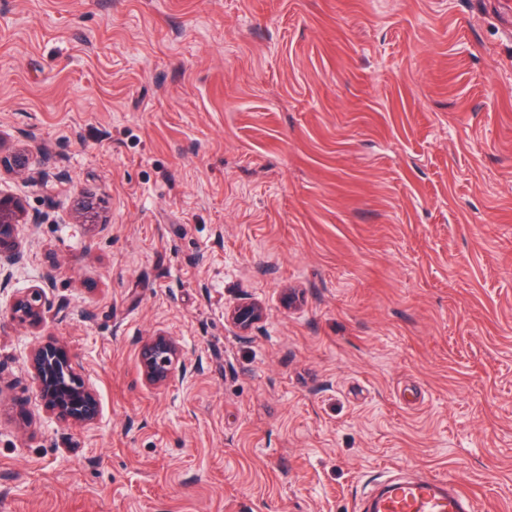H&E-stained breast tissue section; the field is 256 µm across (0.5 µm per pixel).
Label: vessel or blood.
I'll use <instances>...</instances> for the list:
<instances>
[{
	"label": "vessel or blood",
	"instance_id": "obj_1",
	"mask_svg": "<svg viewBox=\"0 0 512 512\" xmlns=\"http://www.w3.org/2000/svg\"><path fill=\"white\" fill-rule=\"evenodd\" d=\"M371 504L373 512H478L470 493L436 477L387 483Z\"/></svg>",
	"mask_w": 512,
	"mask_h": 512
}]
</instances>
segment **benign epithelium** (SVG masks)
<instances>
[{
  "label": "benign epithelium",
  "mask_w": 512,
  "mask_h": 512,
  "mask_svg": "<svg viewBox=\"0 0 512 512\" xmlns=\"http://www.w3.org/2000/svg\"><path fill=\"white\" fill-rule=\"evenodd\" d=\"M5 143L0 140V163L8 162L16 175L34 178L26 151L18 149L3 156ZM41 224L38 214H31L21 197L0 191V291L6 289L13 269L21 263L24 250L18 238V227ZM52 272L14 296L11 317L32 329L40 327L44 313V287L52 284ZM266 316L265 306L256 300L230 308L227 321L239 332L246 333ZM180 354L178 343L170 336L157 334L147 339L138 351V361L145 380L152 385L165 384L171 374L173 360ZM28 361L36 392L46 414L76 426L96 423L101 415L100 399L95 387L76 370L67 346L50 343L30 350Z\"/></svg>",
  "instance_id": "obj_1"
}]
</instances>
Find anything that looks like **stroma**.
I'll return each instance as SVG.
<instances>
[{
    "mask_svg": "<svg viewBox=\"0 0 512 512\" xmlns=\"http://www.w3.org/2000/svg\"><path fill=\"white\" fill-rule=\"evenodd\" d=\"M497 2L0 0V138L52 175L0 171L42 217L0 293V512H357L388 471L512 512ZM49 270L34 331L12 297ZM54 341L93 425L42 408ZM265 316V306L259 301L251 300L230 308L227 312V321L240 333H246L261 323ZM180 354L178 343L164 334L147 339L138 351V361L145 380L152 385L165 384L171 374L173 360ZM28 361L46 414L76 426L95 424L101 415L95 387L76 370L67 346L50 343L30 350Z\"/></svg>",
    "mask_w": 512,
    "mask_h": 512,
    "instance_id": "1",
    "label": "stroma"
}]
</instances>
